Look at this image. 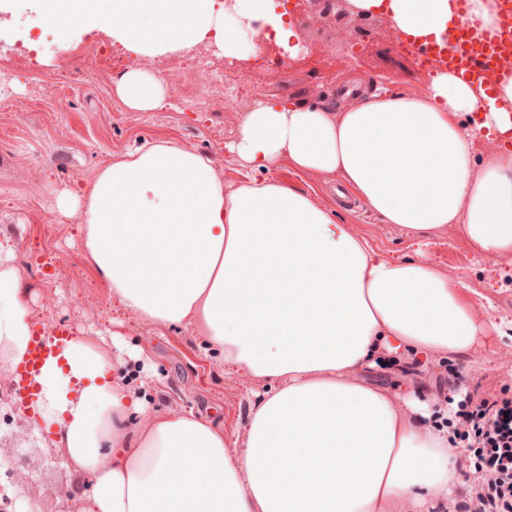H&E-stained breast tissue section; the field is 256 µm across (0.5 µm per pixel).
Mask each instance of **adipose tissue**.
Here are the masks:
<instances>
[{
  "label": "adipose tissue",
  "instance_id": "adipose-tissue-1",
  "mask_svg": "<svg viewBox=\"0 0 512 512\" xmlns=\"http://www.w3.org/2000/svg\"><path fill=\"white\" fill-rule=\"evenodd\" d=\"M48 22L109 30L138 55L210 40L245 55L255 22L280 45L293 31L274 0H237L226 26L213 0H66ZM383 14L415 43L463 24L490 29L496 0H346ZM149 24H142V17ZM128 108L166 98L147 73L115 84ZM471 116L464 125L462 116ZM512 135V77L472 82L441 70L416 94L375 91L336 108L261 100L228 150L242 167L337 176L387 223L420 231L459 225L478 253L512 255V153L474 142ZM77 209L87 262L113 303L156 326L184 325L227 367L266 382L246 440L192 412L152 418L115 374L112 350L72 337L38 378L31 434L66 451L86 490L66 512H398L448 495L458 473L448 431L422 426L389 393L355 381L375 352L460 354L480 330L457 287L424 260H391L311 197L272 180L232 188L205 157L165 140L115 160ZM15 246L0 244V372L12 373L31 336ZM147 420L139 436L131 416Z\"/></svg>",
  "mask_w": 512,
  "mask_h": 512
}]
</instances>
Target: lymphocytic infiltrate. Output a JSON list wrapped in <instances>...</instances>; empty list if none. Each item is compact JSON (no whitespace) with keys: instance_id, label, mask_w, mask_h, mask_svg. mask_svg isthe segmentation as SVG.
<instances>
[{"instance_id":"obj_1","label":"lymphocytic infiltrate","mask_w":512,"mask_h":512,"mask_svg":"<svg viewBox=\"0 0 512 512\" xmlns=\"http://www.w3.org/2000/svg\"><path fill=\"white\" fill-rule=\"evenodd\" d=\"M449 443H462V467L473 470L444 512H512V399L471 396L448 420Z\"/></svg>"}]
</instances>
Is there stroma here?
Segmentation results:
<instances>
[{"instance_id":"35a3bbf8","label":"stroma","mask_w":512,"mask_h":512,"mask_svg":"<svg viewBox=\"0 0 512 512\" xmlns=\"http://www.w3.org/2000/svg\"><path fill=\"white\" fill-rule=\"evenodd\" d=\"M318 2L299 0L302 19L294 29L296 40L315 51L314 63L272 71L261 97L334 107L347 102L348 90L364 91L372 84L396 93L424 89L427 72L392 37L384 17L374 16L378 36L350 59L345 48L353 24L336 32L317 18ZM94 38L112 42L115 49L103 57L98 85L71 81L50 90L47 78L66 72L74 50ZM0 42L18 51L10 75L0 78V95L10 99L0 107V241L16 247L31 321L47 331L66 327L72 335L95 340L119 337L113 361L130 375L151 411L198 413L223 428L230 440L240 441L254 404L267 389L265 382L225 368L191 329L157 327L109 304L107 285L84 257L78 215L58 206L61 193H83L112 161L157 139L204 155L225 183L270 178L310 195L385 257L427 260L462 289L484 329L479 342L465 353L425 360L382 350L359 381L385 389L399 407L428 406L426 426L448 421L449 393L439 387L448 372L456 373L461 392L512 397V256L493 259L473 251L455 224L414 232L383 223L366 206L344 208L332 194L336 176L301 172L285 159L267 172L244 169L227 150L240 113L226 111L220 101L205 112L183 108L185 101L207 98L209 85L202 77L170 86L160 109L129 110L114 85L128 69L130 51L106 31L78 28L62 41L48 32L44 14L0 12ZM8 387L0 381V464L14 462L23 470L11 478L0 471V499L32 500L42 512H61L60 499L79 480L62 464L64 449L34 445L27 415L9 397Z\"/></svg>"}]
</instances>
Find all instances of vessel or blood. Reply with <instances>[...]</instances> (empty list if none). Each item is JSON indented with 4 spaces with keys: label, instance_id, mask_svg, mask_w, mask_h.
<instances>
[{
    "label": "vessel or blood",
    "instance_id": "b4317fda",
    "mask_svg": "<svg viewBox=\"0 0 512 512\" xmlns=\"http://www.w3.org/2000/svg\"><path fill=\"white\" fill-rule=\"evenodd\" d=\"M447 68L462 76L485 80L504 72L512 73V0H506L500 26L493 31L458 28L450 42ZM70 339L67 328L52 334L34 330L28 352L13 373V389L23 404H30L38 389V378L48 357L62 349Z\"/></svg>",
    "mask_w": 512,
    "mask_h": 512
}]
</instances>
